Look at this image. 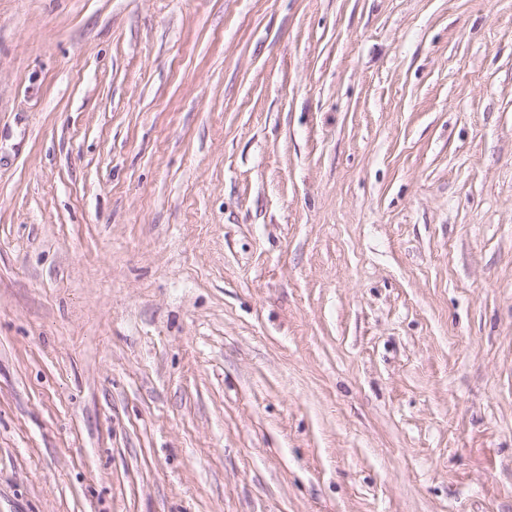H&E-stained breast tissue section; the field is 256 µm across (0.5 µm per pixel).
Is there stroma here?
<instances>
[{"instance_id": "35a3bbf8", "label": "stroma", "mask_w": 512, "mask_h": 512, "mask_svg": "<svg viewBox=\"0 0 512 512\" xmlns=\"http://www.w3.org/2000/svg\"><path fill=\"white\" fill-rule=\"evenodd\" d=\"M0 512H512V0H0Z\"/></svg>"}]
</instances>
